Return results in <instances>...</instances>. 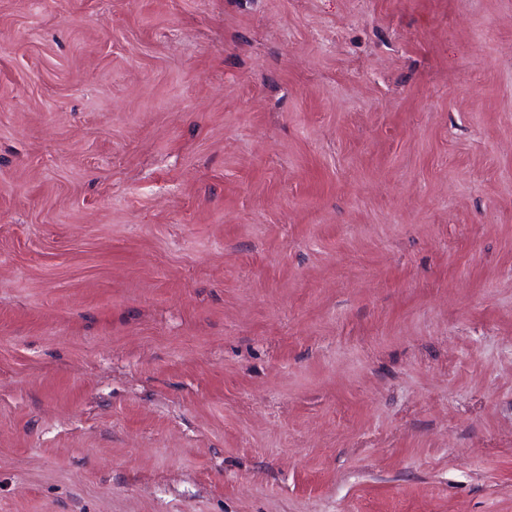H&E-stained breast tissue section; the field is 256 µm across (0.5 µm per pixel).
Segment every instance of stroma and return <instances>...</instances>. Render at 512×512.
<instances>
[{
    "label": "stroma",
    "instance_id": "stroma-1",
    "mask_svg": "<svg viewBox=\"0 0 512 512\" xmlns=\"http://www.w3.org/2000/svg\"><path fill=\"white\" fill-rule=\"evenodd\" d=\"M0 512H512V0H0Z\"/></svg>",
    "mask_w": 512,
    "mask_h": 512
}]
</instances>
